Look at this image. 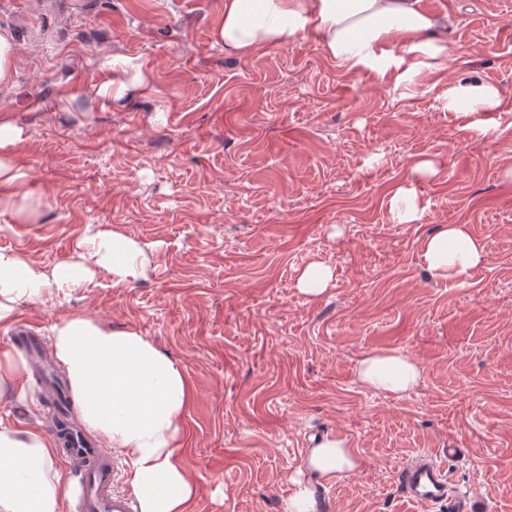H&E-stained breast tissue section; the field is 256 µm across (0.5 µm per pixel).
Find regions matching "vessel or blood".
Instances as JSON below:
<instances>
[{"label": "vessel or blood", "instance_id": "obj_1", "mask_svg": "<svg viewBox=\"0 0 512 512\" xmlns=\"http://www.w3.org/2000/svg\"><path fill=\"white\" fill-rule=\"evenodd\" d=\"M70 455L82 475L74 512H135L134 499L113 489L116 470L107 452L79 443ZM397 478L401 494L428 512H470L466 497L453 490L446 465L437 456L421 453L401 463Z\"/></svg>", "mask_w": 512, "mask_h": 512}]
</instances>
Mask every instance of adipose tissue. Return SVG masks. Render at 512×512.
Here are the masks:
<instances>
[{
  "label": "adipose tissue",
  "mask_w": 512,
  "mask_h": 512,
  "mask_svg": "<svg viewBox=\"0 0 512 512\" xmlns=\"http://www.w3.org/2000/svg\"><path fill=\"white\" fill-rule=\"evenodd\" d=\"M445 25L422 0H224L212 36L225 51L239 53L285 46L313 32L323 53L345 70L369 67L402 82L447 57ZM501 105L489 80L448 92L453 110L492 112ZM422 256L431 275L460 278L483 264L487 251L467 225L445 224L425 239ZM147 262L141 244L116 230L98 233L90 251L49 271L0 250V325L13 321L16 301L40 299L51 287L74 288L93 266L106 268L118 286L145 276ZM51 333L83 421L124 458L138 512H187L196 485L178 450L193 392L182 369L140 333L82 313L61 318ZM424 376L416 360L395 350L366 354L357 367L360 383L385 395H408ZM357 465L346 438L321 440L308 449L309 477L294 479L283 512H316L315 481H341ZM65 486L53 439L38 426L0 418V512H64Z\"/></svg>",
  "instance_id": "1"
}]
</instances>
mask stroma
Returning a JSON list of instances; mask_svg holds the SVG:
<instances>
[{
  "label": "stroma",
  "mask_w": 512,
  "mask_h": 512,
  "mask_svg": "<svg viewBox=\"0 0 512 512\" xmlns=\"http://www.w3.org/2000/svg\"><path fill=\"white\" fill-rule=\"evenodd\" d=\"M0 0L16 74L0 120L23 131L14 161L29 221L0 213V248L53 268L117 230L139 241L146 276L113 286L97 269L72 290L16 305L0 350L29 357L61 316L85 312L150 339L193 389L182 463L188 512H282L308 447L347 438L359 466L317 491V512H424L395 472L421 452L450 464L472 512H512V0H424L448 19V57L415 85L347 71L307 34L228 53L212 31L224 0ZM489 79L494 112L447 108ZM427 155L438 173L420 177ZM413 185L423 211L395 223ZM465 224L486 262L431 276L422 244ZM326 292L301 293L310 263ZM396 350L424 369L405 397L362 387L365 354ZM27 366L34 401L0 414L47 424L51 386ZM389 210L398 224L416 222L422 210L416 190L412 186H400L390 197ZM331 279L332 272L329 266L322 262L311 263L302 270L297 287L302 293L316 297L326 291Z\"/></svg>",
  "instance_id": "35a3bbf8"
}]
</instances>
